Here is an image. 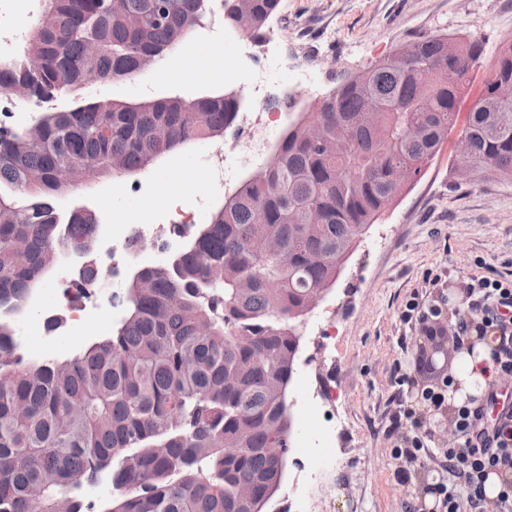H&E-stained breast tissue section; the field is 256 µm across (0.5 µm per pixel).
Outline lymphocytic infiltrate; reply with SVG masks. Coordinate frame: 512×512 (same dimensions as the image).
<instances>
[{"mask_svg":"<svg viewBox=\"0 0 512 512\" xmlns=\"http://www.w3.org/2000/svg\"><path fill=\"white\" fill-rule=\"evenodd\" d=\"M492 337L493 378L487 399L501 379H512V273L487 270L476 279L458 312L455 344L465 348L471 336ZM398 385L418 387L415 400L398 396L394 416L396 429L402 430V444L394 448L404 466L398 477L409 481L412 470L436 463L449 481L435 484L431 492L438 498L442 512H512V413L493 427L481 421V409L469 403L451 405L448 389L454 383L452 373L436 372L425 347L417 348L413 374H401ZM448 409L455 429L453 445L443 455L430 446L431 434L422 428V408ZM498 475L500 489L496 497H487L485 483L489 475Z\"/></svg>","mask_w":512,"mask_h":512,"instance_id":"f902f5d3","label":"lymphocytic infiltrate"}]
</instances>
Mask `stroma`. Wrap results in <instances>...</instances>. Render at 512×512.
Returning a JSON list of instances; mask_svg holds the SVG:
<instances>
[{
    "mask_svg": "<svg viewBox=\"0 0 512 512\" xmlns=\"http://www.w3.org/2000/svg\"><path fill=\"white\" fill-rule=\"evenodd\" d=\"M422 34L474 37L493 54L512 40V0H280L262 42L223 28L213 41L196 26L185 49L166 56L161 66L132 79L85 88L93 98L141 102L157 96L188 100L215 90L232 91L241 109L252 101L248 87L256 70L269 67L267 100H294L296 111L313 106L336 86L337 74L355 75L397 45ZM243 54L246 62L233 83L207 77L215 55ZM215 141L190 144L130 178L135 189L112 199L114 210L148 214L158 199L145 190L165 174L175 191L196 207V221L211 222L225 197L208 194L201 178L204 159ZM444 145L424 177L358 238L335 285L307 314L321 324L336 314V343L323 346L318 334L303 337L289 389L294 425H301L298 405L305 385L336 390V464L321 487L300 484V468L288 462L291 491H279L270 512H293L292 499L315 504L318 512H437L425 498L442 471L418 470L400 482L402 465L392 450L397 372H410L421 342L418 325L400 319L402 305L419 292L424 305H439L444 324H455L481 265L512 271V181L492 178L458 184ZM206 207H198L200 197Z\"/></svg>",
    "mask_w": 512,
    "mask_h": 512,
    "instance_id": "1",
    "label": "stroma"
}]
</instances>
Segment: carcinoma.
Masks as SVG:
<instances>
[{
	"label": "carcinoma",
	"mask_w": 512,
	"mask_h": 512,
	"mask_svg": "<svg viewBox=\"0 0 512 512\" xmlns=\"http://www.w3.org/2000/svg\"><path fill=\"white\" fill-rule=\"evenodd\" d=\"M209 0H44L23 56L0 61V96L21 80L49 102L82 85L93 70L106 80L133 75L136 59L163 60ZM280 0H224V20L244 13L249 37L264 38ZM95 38L102 51L86 54ZM421 36L399 49L414 65L384 58L345 77L323 106L295 113L270 170L243 181L195 236L194 247L142 267L147 294L128 291L121 325L78 355L23 364L0 324V512H54L62 500L84 512L78 489L112 467L108 512H244L238 485L255 490L250 512H265L277 477L267 449L289 452L288 398L307 293L336 278L356 238L401 193L396 169L418 176L455 128L470 73L484 52L474 38ZM512 83V40L497 54L462 132L470 142L469 182L512 180V100L494 91ZM381 108L367 124L364 111ZM238 100L214 92L143 104L91 98L40 114L41 142L27 129L0 127V308L20 311L67 252L57 199L64 162L102 168L123 160L136 174L187 141L224 136ZM423 121L428 136L413 139ZM349 140L323 145L308 128L336 124ZM272 237L278 256L264 251ZM180 305L173 307L170 299ZM238 452L225 454L224 443Z\"/></svg>",
	"instance_id": "carcinoma-1"
}]
</instances>
